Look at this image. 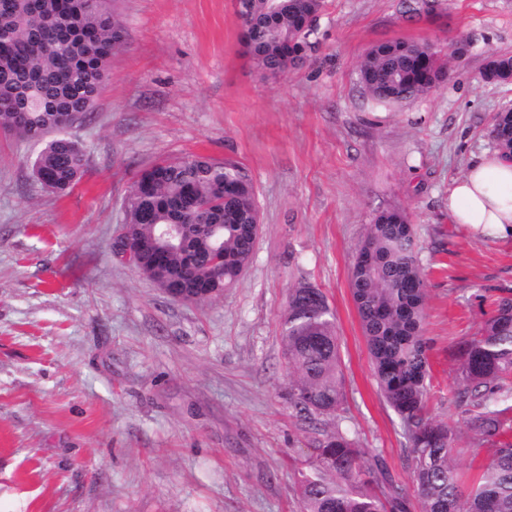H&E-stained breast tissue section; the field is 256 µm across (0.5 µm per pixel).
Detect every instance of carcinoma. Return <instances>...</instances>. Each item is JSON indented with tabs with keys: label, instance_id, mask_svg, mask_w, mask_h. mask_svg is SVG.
<instances>
[{
	"label": "carcinoma",
	"instance_id": "cac0c4a2",
	"mask_svg": "<svg viewBox=\"0 0 512 512\" xmlns=\"http://www.w3.org/2000/svg\"><path fill=\"white\" fill-rule=\"evenodd\" d=\"M326 0H236L242 42L254 67L278 79L304 66ZM127 32L112 0H0V131L40 144L33 172L53 193L87 172L83 146L69 134L96 108L112 55ZM359 81L377 106L411 102L445 77L428 44L395 39L372 46ZM512 77V55L493 57L489 83ZM491 136L512 152V108L496 113ZM252 177L240 162L204 155L158 160L127 190L124 223L152 238L161 224H185L193 252H166L187 283L210 285L199 301L220 297L248 267L257 220ZM350 288L381 396L400 421L419 512H512V296H501L478 334L458 344L461 379L450 401L496 448L472 484L454 463L457 431L429 416L430 364L424 339L427 290L416 232L405 211L377 213L357 248ZM280 339L288 401L311 421L344 400L336 318L324 294L307 284L288 293ZM302 512H409L408 493L380 456L356 439L323 428L298 471Z\"/></svg>",
	"mask_w": 512,
	"mask_h": 512
}]
</instances>
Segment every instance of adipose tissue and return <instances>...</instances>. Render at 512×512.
<instances>
[{"mask_svg": "<svg viewBox=\"0 0 512 512\" xmlns=\"http://www.w3.org/2000/svg\"><path fill=\"white\" fill-rule=\"evenodd\" d=\"M448 214L484 238L512 235V162L496 153L473 162L448 190Z\"/></svg>", "mask_w": 512, "mask_h": 512, "instance_id": "obj_1", "label": "adipose tissue"}]
</instances>
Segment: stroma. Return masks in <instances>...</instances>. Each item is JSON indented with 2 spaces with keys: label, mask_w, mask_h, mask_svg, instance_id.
Wrapping results in <instances>:
<instances>
[{
  "label": "stroma",
  "mask_w": 512,
  "mask_h": 512,
  "mask_svg": "<svg viewBox=\"0 0 512 512\" xmlns=\"http://www.w3.org/2000/svg\"><path fill=\"white\" fill-rule=\"evenodd\" d=\"M128 40L75 135L85 176L64 194L32 172L36 144L0 135V512H301L298 471L318 432L288 402V291L336 316L345 399L330 425L408 484L399 420L380 396L349 287L377 211L404 210L428 289V409L461 430L476 474L491 443L450 404L460 341L512 293V239L448 216V188L494 150L512 84L482 81L512 54V0H326L301 70L264 79L235 0H116ZM432 45L447 76L421 98L369 102L358 63L376 43ZM464 55H456L458 41ZM230 157L250 172L261 233L224 294L168 297L112 249L123 199L165 157Z\"/></svg>",
  "instance_id": "stroma-1"
}]
</instances>
